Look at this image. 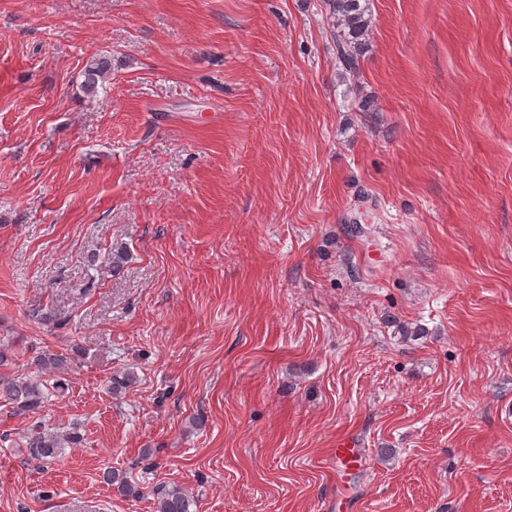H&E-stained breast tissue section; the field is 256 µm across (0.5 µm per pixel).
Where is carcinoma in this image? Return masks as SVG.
<instances>
[{"label":"carcinoma","instance_id":"carcinoma-1","mask_svg":"<svg viewBox=\"0 0 512 512\" xmlns=\"http://www.w3.org/2000/svg\"><path fill=\"white\" fill-rule=\"evenodd\" d=\"M327 34L336 49V65L343 81L354 80L360 75L361 62L368 47L372 30V14L369 0H324ZM112 74V58L99 54L86 64L80 88L88 98L97 96L99 87ZM68 357L42 352L35 358V364L42 370L64 372ZM64 390V383L56 379L52 384L46 380L7 378L0 376V399L13 409V413L32 415L37 421L26 435V448L32 459L48 464L61 454V449L80 444L83 436L79 427L59 434L40 419L42 408L49 395ZM104 479L115 486L122 495L136 494V488L129 482L124 472L108 470ZM157 512H189V496L178 487L160 486L156 489Z\"/></svg>","mask_w":512,"mask_h":512}]
</instances>
